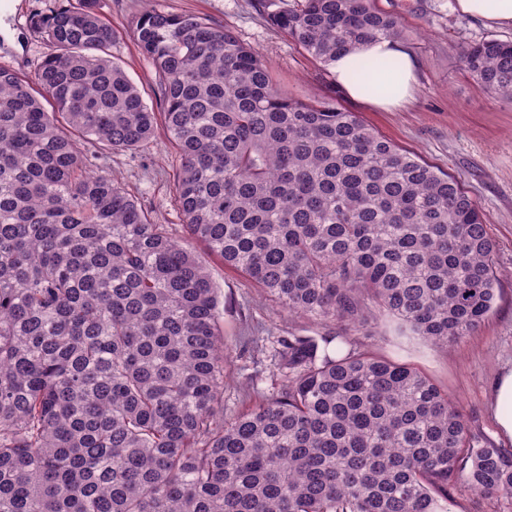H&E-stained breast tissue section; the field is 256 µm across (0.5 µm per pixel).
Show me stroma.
<instances>
[{
  "label": "stroma",
  "mask_w": 512,
  "mask_h": 512,
  "mask_svg": "<svg viewBox=\"0 0 512 512\" xmlns=\"http://www.w3.org/2000/svg\"><path fill=\"white\" fill-rule=\"evenodd\" d=\"M61 0H9L0 9V66L33 77L47 50L28 17ZM168 11L193 13L232 29L269 65L275 80L293 98L309 102L334 88L329 69L287 35L270 25L257 0H159ZM397 17L400 42L414 56L418 84L412 103L400 112H377L340 94L339 103L357 113L380 135L421 161L448 172L474 199L498 244V290L489 317L472 335L448 346H401L383 322L374 320L355 332V339L391 359H406L428 374L458 404L472 430L498 441L492 413L493 384L512 369V104L488 95L467 72L462 49L484 39L512 41V28H492L461 13L456 0H374ZM148 0H99L117 39L111 55L135 81L154 111L164 103L151 64L132 34L135 18ZM99 167L124 185L157 223L179 224L183 215L174 202V174L179 158L164 130L134 151L104 152ZM209 265L224 298V412L245 411L254 400L246 387L254 372L244 350L252 325L273 335L327 331L320 324L288 315L271 297L217 259Z\"/></svg>",
  "instance_id": "35a3bbf8"
}]
</instances>
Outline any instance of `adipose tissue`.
I'll use <instances>...</instances> for the list:
<instances>
[{
	"instance_id": "adipose-tissue-1",
	"label": "adipose tissue",
	"mask_w": 512,
	"mask_h": 512,
	"mask_svg": "<svg viewBox=\"0 0 512 512\" xmlns=\"http://www.w3.org/2000/svg\"><path fill=\"white\" fill-rule=\"evenodd\" d=\"M377 62L374 70H362L359 59ZM336 84L348 96L375 109L392 112L404 108L413 98L416 64L398 41L381 38L360 44L331 61Z\"/></svg>"
}]
</instances>
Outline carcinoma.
Listing matches in <instances>:
<instances>
[{
  "label": "carcinoma",
  "mask_w": 512,
  "mask_h": 512,
  "mask_svg": "<svg viewBox=\"0 0 512 512\" xmlns=\"http://www.w3.org/2000/svg\"><path fill=\"white\" fill-rule=\"evenodd\" d=\"M270 24L313 58L401 35L373 0H295ZM34 76L0 66V512H448L460 480L512 502V448L473 433L413 363L349 336L274 337L224 416L218 289L192 251L344 330L380 315L446 346L496 297L476 202L336 103L277 86L231 30L152 6L132 29L165 107L112 59L98 0L36 11ZM512 103V42L463 49ZM163 126L182 224H156L87 146Z\"/></svg>",
  "instance_id": "obj_1"
}]
</instances>
